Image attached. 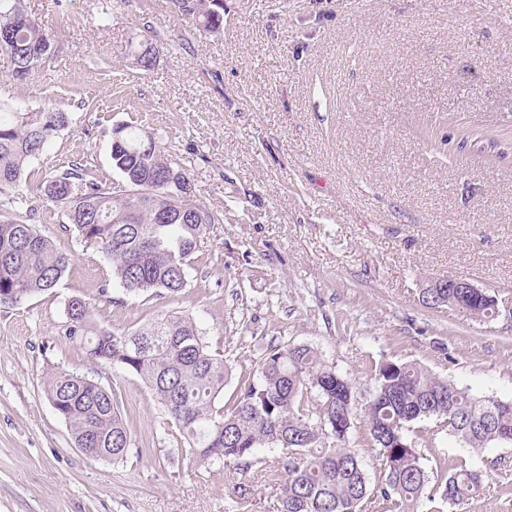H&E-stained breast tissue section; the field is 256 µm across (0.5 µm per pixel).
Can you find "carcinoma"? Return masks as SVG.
<instances>
[{
	"label": "carcinoma",
	"instance_id": "1",
	"mask_svg": "<svg viewBox=\"0 0 512 512\" xmlns=\"http://www.w3.org/2000/svg\"><path fill=\"white\" fill-rule=\"evenodd\" d=\"M173 13L217 36L224 29V0H169ZM0 33L12 76L39 71L57 46L46 29L28 17L23 0H0ZM153 46L138 45L134 68H155ZM70 124L60 109L0 108V197L13 203L27 164ZM112 166L129 185L125 194L82 161L45 180L44 195L63 206V228L96 248L108 261L114 283L129 293L175 299L188 283L191 259L219 218L200 202L185 207L195 192L190 173L155 133L138 125L111 132ZM25 215L0 221V299L18 305L54 288L71 256L42 236ZM430 308L449 307L475 320L498 315V300L482 288H455L437 280L422 289ZM92 303L74 298L64 335L93 360L109 361L139 376L175 425L187 455L200 465L263 463L261 448H282L288 460L269 468L280 483L279 512H367L381 498L398 512H417L429 475L407 433L435 419L468 448L512 446V399L475 397L469 389L433 376L413 362L380 366L375 387L359 404L351 384L307 345L272 344L236 394L221 405L229 377L224 356L208 349L195 323L162 313L138 329L117 334L91 321ZM46 394L78 448H110L112 459L128 452L130 428L116 393L75 372L60 370L46 380ZM383 457L385 480L369 483L348 445L356 411ZM483 471L462 466L448 472L441 500L459 505L485 490Z\"/></svg>",
	"mask_w": 512,
	"mask_h": 512
}]
</instances>
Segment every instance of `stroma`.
<instances>
[{
  "mask_svg": "<svg viewBox=\"0 0 512 512\" xmlns=\"http://www.w3.org/2000/svg\"><path fill=\"white\" fill-rule=\"evenodd\" d=\"M59 46L34 76L0 51V103L69 112L20 193L38 231L73 261L51 291L0 307V512H277L256 464L207 468L182 454L143 381L91 360L63 334L72 297L102 329L160 313L193 319L231 365L224 403L271 343L308 345L368 396L380 364L412 361L477 396L512 399V0H224L215 38L167 0H24ZM157 38L151 72L131 50ZM144 126L186 161L196 197L223 214L177 300L96 290L101 253L63 232L42 182L83 160L108 182L110 132ZM484 133L457 149L456 129ZM460 276L495 293L479 322L421 292ZM65 369L114 388L129 451L76 448L45 394ZM409 438L431 484L479 461L480 497L419 512H512V447L473 453L435 421ZM371 484L384 478L363 421L348 434Z\"/></svg>",
  "mask_w": 512,
  "mask_h": 512,
  "instance_id": "stroma-1",
  "label": "stroma"
}]
</instances>
